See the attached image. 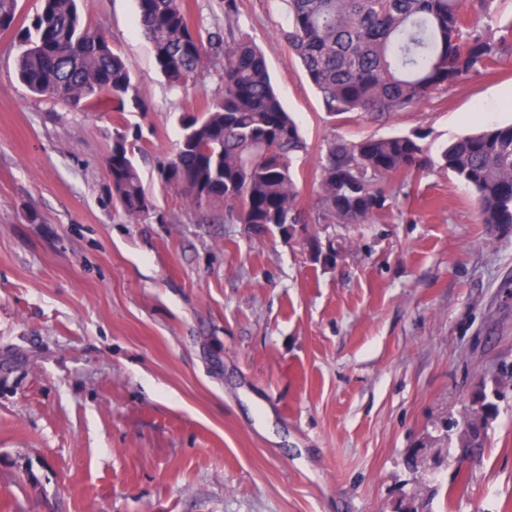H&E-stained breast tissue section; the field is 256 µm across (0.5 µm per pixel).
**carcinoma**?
I'll return each mask as SVG.
<instances>
[{
	"label": "carcinoma",
	"mask_w": 512,
	"mask_h": 512,
	"mask_svg": "<svg viewBox=\"0 0 512 512\" xmlns=\"http://www.w3.org/2000/svg\"><path fill=\"white\" fill-rule=\"evenodd\" d=\"M282 31L332 117H380L421 106L469 74L512 54V20L482 24L496 0H287ZM18 0H0V30L23 47L17 76L40 96L77 105L108 98L115 111L147 109L132 65L104 33L84 20L79 0H41L30 22L15 26ZM237 0H224V35L193 28L176 0H137L138 23L155 65L172 88H184L212 56L222 55V97L181 116L178 162L161 186L185 193L197 208H224V222L264 235L286 224H367L388 209L405 179L431 167L421 131L356 141L333 138L318 165V213L310 218L291 171L306 149L299 127L275 94L262 55L237 36ZM137 132L116 130L106 159L118 188L112 202L132 221L156 210L134 161ZM440 168L471 187L481 223L512 226V125L466 135L441 152ZM463 418V448L481 445L487 405Z\"/></svg>",
	"instance_id": "1"
}]
</instances>
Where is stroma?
Returning a JSON list of instances; mask_svg holds the SVG:
<instances>
[{
  "label": "stroma",
  "instance_id": "stroma-1",
  "mask_svg": "<svg viewBox=\"0 0 512 512\" xmlns=\"http://www.w3.org/2000/svg\"><path fill=\"white\" fill-rule=\"evenodd\" d=\"M299 124L304 208L327 141L424 131L430 156L512 123V56L403 112L332 118L283 40L286 0H237ZM81 9L133 65L143 112L72 109L18 80L0 32V512H512V230L432 167L368 224L251 234L162 188L182 113L136 0ZM160 219L108 199L117 127ZM481 448L460 445L479 395ZM436 448V472L410 459Z\"/></svg>",
  "mask_w": 512,
  "mask_h": 512
}]
</instances>
